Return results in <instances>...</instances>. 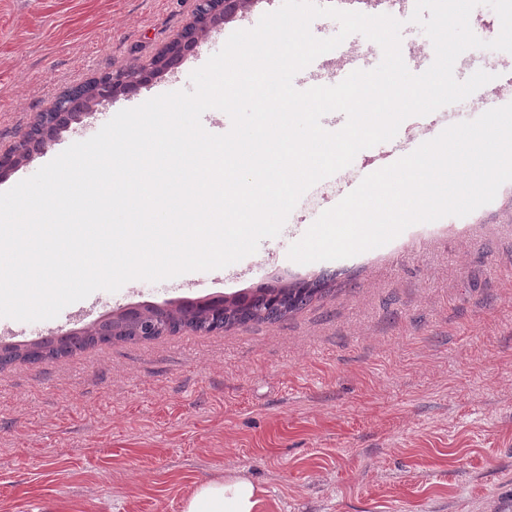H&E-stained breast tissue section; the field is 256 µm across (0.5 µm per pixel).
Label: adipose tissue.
<instances>
[{
  "instance_id": "ef3b65f1",
  "label": "adipose tissue",
  "mask_w": 512,
  "mask_h": 512,
  "mask_svg": "<svg viewBox=\"0 0 512 512\" xmlns=\"http://www.w3.org/2000/svg\"><path fill=\"white\" fill-rule=\"evenodd\" d=\"M262 490L251 479L232 475L198 486L182 512H259Z\"/></svg>"
}]
</instances>
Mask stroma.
<instances>
[{"label": "stroma", "mask_w": 512, "mask_h": 512, "mask_svg": "<svg viewBox=\"0 0 512 512\" xmlns=\"http://www.w3.org/2000/svg\"><path fill=\"white\" fill-rule=\"evenodd\" d=\"M196 0H0V153L58 95L154 57ZM125 95L0 177L32 176ZM288 227L234 265L133 280L0 342L78 331L130 307L168 308L330 274L274 322L183 330L0 370V512H182L200 484L244 475L262 512H512V181L464 217L413 225L344 260L290 261Z\"/></svg>", "instance_id": "35a3bbf8"}]
</instances>
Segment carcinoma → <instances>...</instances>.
<instances>
[{
    "label": "carcinoma",
    "mask_w": 512,
    "mask_h": 512,
    "mask_svg": "<svg viewBox=\"0 0 512 512\" xmlns=\"http://www.w3.org/2000/svg\"><path fill=\"white\" fill-rule=\"evenodd\" d=\"M97 105V81L94 80L60 95L52 111H58L61 106L77 118L94 111ZM321 291L318 281L280 287L261 285L249 294L237 295L230 300L180 301L165 309L162 317L158 316L157 308L143 306L106 318L74 336L43 337L23 345L0 344V367L16 361H52L99 342L147 340L184 328L210 332L218 320L224 321L226 327L248 321L271 322L307 305Z\"/></svg>",
    "instance_id": "carcinoma-1"
}]
</instances>
